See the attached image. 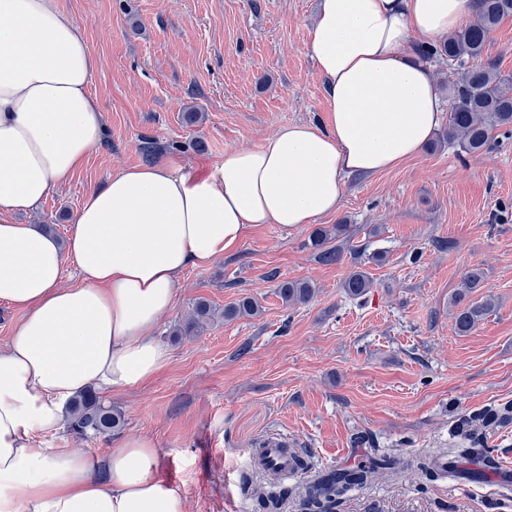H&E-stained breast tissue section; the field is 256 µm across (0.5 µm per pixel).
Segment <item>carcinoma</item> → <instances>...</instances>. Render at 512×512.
<instances>
[{
    "mask_svg": "<svg viewBox=\"0 0 512 512\" xmlns=\"http://www.w3.org/2000/svg\"><path fill=\"white\" fill-rule=\"evenodd\" d=\"M508 17H512V0H479V6L471 20L448 38L430 47V55L445 57L459 64L455 78L448 84V143L457 144L469 155L483 153L494 139L495 133H512V74L502 73L495 64L483 61V54L491 35ZM347 233V225L335 224L330 228L319 227L310 235V245L318 251L320 262L332 264L341 259L342 247L332 241L342 240ZM484 268L473 265L462 276L455 290L451 306L453 308V328L456 334L465 335L475 329L482 320L497 307L491 295L478 299L472 294L485 287ZM374 287L373 279L362 270H353L343 282L344 292L358 299L368 294ZM316 289L308 281H282L277 294L286 306L302 305L310 302ZM259 303L251 297H243L224 307L223 317L233 320L241 317H254L260 314ZM215 319V310L205 301H200L190 316L176 326L178 336H199ZM68 431L78 438L108 437L124 425V416L118 409L103 403L100 396L87 390L74 397L66 413ZM463 439L470 442L468 448H457L448 467L476 457L481 467L461 469L459 473L470 480H480L488 470L498 466V460L490 451L477 452L474 447L484 444L479 434L466 432ZM440 456H430L412 463L403 456L373 455L367 464L321 474L306 483L304 492L299 495V505L303 512H331L336 501L347 491L365 485L372 477L391 478L417 467L427 475L437 476L442 468ZM262 508L265 512H284L293 490L282 487L278 490L260 492Z\"/></svg>",
    "mask_w": 512,
    "mask_h": 512,
    "instance_id": "1",
    "label": "carcinoma"
}]
</instances>
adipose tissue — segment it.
I'll return each mask as SVG.
<instances>
[{
	"label": "adipose tissue",
	"instance_id": "obj_1",
	"mask_svg": "<svg viewBox=\"0 0 512 512\" xmlns=\"http://www.w3.org/2000/svg\"><path fill=\"white\" fill-rule=\"evenodd\" d=\"M475 0H320L305 41L326 111L205 174L172 162L112 174L86 194L67 245L17 224L71 177L103 132L96 59L55 0H0V302L22 311L0 349V512H186L156 474L157 450L127 438L93 464L35 446L71 398L141 385L170 354L155 335L181 274L234 250L261 224H312L345 181L419 155L444 101L426 55ZM77 281L63 286L67 267Z\"/></svg>",
	"mask_w": 512,
	"mask_h": 512
}]
</instances>
